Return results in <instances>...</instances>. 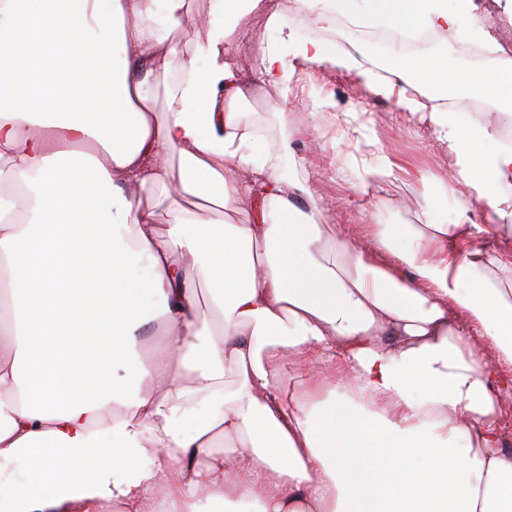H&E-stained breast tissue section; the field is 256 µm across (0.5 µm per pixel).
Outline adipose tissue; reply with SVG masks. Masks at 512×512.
<instances>
[{
    "mask_svg": "<svg viewBox=\"0 0 512 512\" xmlns=\"http://www.w3.org/2000/svg\"><path fill=\"white\" fill-rule=\"evenodd\" d=\"M262 2L213 0L203 18L191 0H0V160L15 186L0 195V512H512L497 424L512 387L499 190L512 146L439 107H511L512 60L454 77L438 56L393 60L381 77L269 17L264 82L286 97L299 66L356 73L427 123L487 204L486 224L427 208L397 232L369 225L374 246L357 250L284 173L288 140L238 118L231 46ZM301 2L322 27L344 14L434 32L473 5L375 0L366 17L353 0ZM161 16L204 41L161 37ZM236 208L251 223L228 222ZM488 233L503 248L473 245ZM158 318L164 339L138 368L136 336Z\"/></svg>",
    "mask_w": 512,
    "mask_h": 512,
    "instance_id": "obj_1",
    "label": "adipose tissue"
}]
</instances>
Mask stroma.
Here are the masks:
<instances>
[{
    "mask_svg": "<svg viewBox=\"0 0 512 512\" xmlns=\"http://www.w3.org/2000/svg\"><path fill=\"white\" fill-rule=\"evenodd\" d=\"M287 9L284 2L267 5L240 24L235 63L248 79L249 89L239 118L263 122L276 135L288 131L290 149L283 168L291 173L296 162H303L325 222L351 233L368 224H413L430 202L444 197L448 204L436 210L437 220L454 223L462 211L470 223H486V209L472 207L466 190L455 187L448 160L431 128L398 108L395 100L373 97L355 74L305 66L285 100L260 83L255 74L256 50L276 37L268 24L269 15L283 17L285 26L295 31H306L308 40L324 38L321 32L308 31L302 15L288 14ZM364 156L375 163L395 161L407 172L371 193H362L358 166ZM424 170L431 171V178H421Z\"/></svg>",
    "mask_w": 512,
    "mask_h": 512,
    "instance_id": "35a3bbf8",
    "label": "stroma"
}]
</instances>
